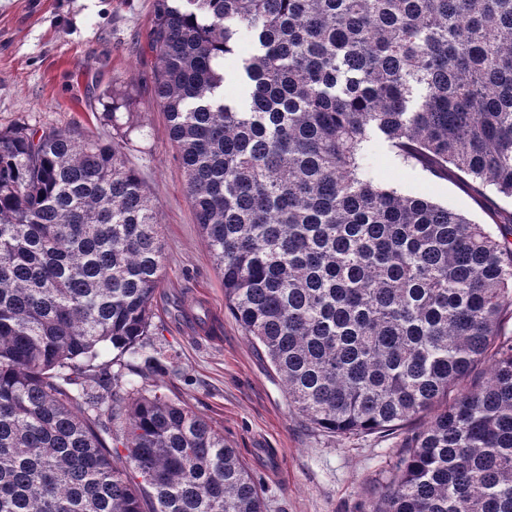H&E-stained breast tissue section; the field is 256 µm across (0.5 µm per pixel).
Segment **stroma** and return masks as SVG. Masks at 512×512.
Listing matches in <instances>:
<instances>
[{
    "mask_svg": "<svg viewBox=\"0 0 512 512\" xmlns=\"http://www.w3.org/2000/svg\"><path fill=\"white\" fill-rule=\"evenodd\" d=\"M153 0H0V129L71 128L105 140L128 133L126 159L160 203L165 278L148 349L167 356L161 385L224 431L260 481L266 512H368L414 424L390 436L332 435L288 404L270 363L224 306V281L204 244L166 115L142 52ZM116 117H109L112 102ZM377 185L481 224L512 201L477 193L456 169L432 173L381 147L363 156Z\"/></svg>",
    "mask_w": 512,
    "mask_h": 512,
    "instance_id": "35a3bbf8",
    "label": "stroma"
}]
</instances>
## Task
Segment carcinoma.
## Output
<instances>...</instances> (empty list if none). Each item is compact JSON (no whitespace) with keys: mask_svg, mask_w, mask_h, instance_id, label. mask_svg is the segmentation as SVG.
<instances>
[{"mask_svg":"<svg viewBox=\"0 0 512 512\" xmlns=\"http://www.w3.org/2000/svg\"><path fill=\"white\" fill-rule=\"evenodd\" d=\"M146 46L224 306L290 404L333 435L424 418L371 512H512V212L360 165L377 141L512 200V0H154ZM126 144L0 131V512H265L224 430L99 361L165 370L138 349L164 245Z\"/></svg>","mask_w":512,"mask_h":512,"instance_id":"1","label":"carcinoma"}]
</instances>
